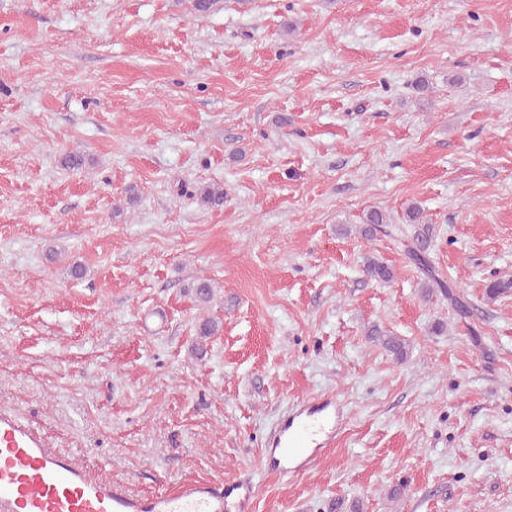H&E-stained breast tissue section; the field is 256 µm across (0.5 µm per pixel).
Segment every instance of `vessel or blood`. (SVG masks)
Returning a JSON list of instances; mask_svg holds the SVG:
<instances>
[{"instance_id":"obj_1","label":"vessel or blood","mask_w":512,"mask_h":512,"mask_svg":"<svg viewBox=\"0 0 512 512\" xmlns=\"http://www.w3.org/2000/svg\"><path fill=\"white\" fill-rule=\"evenodd\" d=\"M339 404L312 397L289 418L263 455L266 471L310 470L337 436ZM251 483H180L171 492L134 497L109 479H93L13 409L0 408V512H253Z\"/></svg>"}]
</instances>
